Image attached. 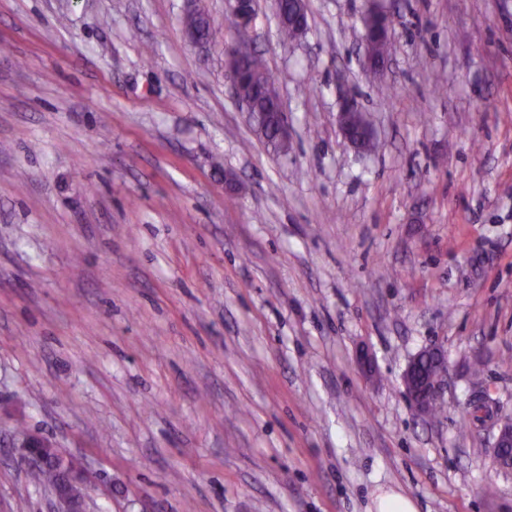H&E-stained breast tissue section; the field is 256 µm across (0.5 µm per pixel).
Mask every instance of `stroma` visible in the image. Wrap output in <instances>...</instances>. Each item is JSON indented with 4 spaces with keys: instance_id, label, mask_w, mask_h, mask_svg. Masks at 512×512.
Segmentation results:
<instances>
[{
    "instance_id": "1",
    "label": "stroma",
    "mask_w": 512,
    "mask_h": 512,
    "mask_svg": "<svg viewBox=\"0 0 512 512\" xmlns=\"http://www.w3.org/2000/svg\"><path fill=\"white\" fill-rule=\"evenodd\" d=\"M387 4L373 76L366 0H308L298 42L257 0L280 153L231 90L227 0H200L225 30L202 48L185 0H0V512L55 507L17 425L92 512H512L468 413L512 418V0ZM348 90L374 153L341 134ZM433 344L429 422L402 376ZM264 92H265V95L271 101H273L275 104H277L279 110L281 111V112H277L280 120L275 128V136H276L277 142L280 145L288 148V143H289L288 124L285 120V115L282 110L279 91H278L275 81L273 80L272 77L267 80V82L264 86ZM434 360L440 366L436 377L429 379L421 389H417L410 381V376L417 370L422 360ZM448 374V362L443 349L438 346H432L423 349L412 356L403 373V385L405 393L419 414H424L425 408L433 401H437L440 396L442 381ZM48 442L50 441L45 437L33 434L26 435L16 447L20 448V452L17 457L18 463L21 466L28 468L43 466L47 458L41 448H44L47 456L55 455L54 452L48 448ZM373 507L376 512H417L409 498L395 492L377 495Z\"/></svg>"
}]
</instances>
